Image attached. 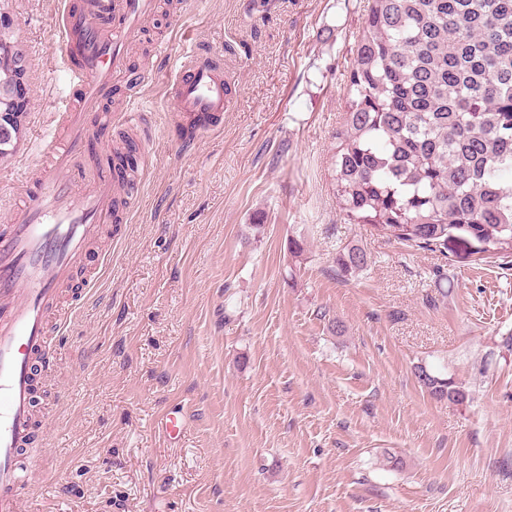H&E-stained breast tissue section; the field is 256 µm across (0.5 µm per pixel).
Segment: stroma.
Returning <instances> with one entry per match:
<instances>
[{
  "mask_svg": "<svg viewBox=\"0 0 512 512\" xmlns=\"http://www.w3.org/2000/svg\"><path fill=\"white\" fill-rule=\"evenodd\" d=\"M64 2L0 0L29 89L0 219L42 168L69 92ZM367 6L159 0L102 103L120 116L145 76L133 138L146 167L125 221L106 227L111 249L92 247L85 278L60 290L69 341L27 448L51 461L30 512H512V258L411 249L336 203ZM198 43L222 55L229 96L221 129L184 152L167 86ZM348 244L366 270L338 269ZM419 363L470 402L432 399ZM176 410L173 440L161 420Z\"/></svg>",
  "mask_w": 512,
  "mask_h": 512,
  "instance_id": "stroma-1",
  "label": "stroma"
}]
</instances>
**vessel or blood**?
I'll use <instances>...</instances> for the list:
<instances>
[{
    "mask_svg": "<svg viewBox=\"0 0 512 512\" xmlns=\"http://www.w3.org/2000/svg\"><path fill=\"white\" fill-rule=\"evenodd\" d=\"M155 0H86L81 11L65 9L61 43L70 64L68 103L58 116L59 135L46 140L48 164L40 178L17 186L0 222V512H26L34 474L42 466L18 458L34 432L38 376L56 365L51 339L65 335L70 317L48 321L60 285L71 282L101 225L120 221V202H133L138 178L117 183L108 171L92 180L74 165L90 132L109 125L101 103L113 74L126 68L125 51ZM228 87L223 57L194 46L169 89L175 108L170 132L179 147L218 126Z\"/></svg>",
    "mask_w": 512,
    "mask_h": 512,
    "instance_id": "b4317fda",
    "label": "vessel or blood"
}]
</instances>
